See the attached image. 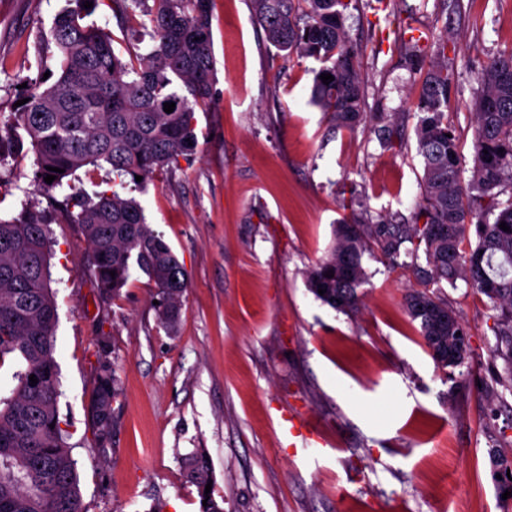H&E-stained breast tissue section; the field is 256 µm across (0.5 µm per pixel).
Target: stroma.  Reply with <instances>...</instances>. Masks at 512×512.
<instances>
[{"label":"stroma","mask_w":512,"mask_h":512,"mask_svg":"<svg viewBox=\"0 0 512 512\" xmlns=\"http://www.w3.org/2000/svg\"><path fill=\"white\" fill-rule=\"evenodd\" d=\"M356 0L344 28L360 54L369 128L328 123L312 90L320 64L270 46L251 0H215L217 82L195 108L198 147L135 197L189 271L176 332L134 274L104 301L78 226L51 227L61 427L86 512H199L181 458L206 449L224 512H512L492 450H512V391L492 355L496 312L464 282L440 292L469 328L470 386L437 367L405 307L412 272L364 256L359 312L317 300L307 271L326 256L344 190L375 216L410 217L422 166L415 102L431 57L406 59L420 30L444 34L454 79L448 120L473 166L471 103L480 70L512 50V0ZM67 0H0V126L18 78L55 70L50 30ZM401 141L382 146L376 123ZM32 153L0 167V215L35 198ZM116 378L112 430L95 436L98 381ZM495 389L486 396L485 386ZM319 445L291 447L286 419Z\"/></svg>","instance_id":"obj_1"}]
</instances>
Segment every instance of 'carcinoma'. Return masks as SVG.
Masks as SVG:
<instances>
[{
  "mask_svg": "<svg viewBox=\"0 0 512 512\" xmlns=\"http://www.w3.org/2000/svg\"><path fill=\"white\" fill-rule=\"evenodd\" d=\"M85 0L61 11L51 36L56 72L25 77L18 84L14 121L0 126V166L31 146L34 181L52 210L29 200L11 218L0 217V369L14 368L12 383L0 389V512H84L77 462L65 443L57 403L61 395L55 358L58 310L50 286L48 257L52 224H76L91 252L94 287L109 298L135 271L153 283L157 314L168 330L178 321L190 274L163 235L145 223L140 202L117 187L145 188L158 173L189 159L197 147L194 107L211 99L215 81L212 38L214 0ZM150 51L126 59L112 34L86 21L100 3ZM352 0H252L255 23L270 45L298 58L325 63L315 78L313 99L330 123L356 130L365 122L362 73L357 49L343 28ZM144 20L132 24L136 14ZM448 63L426 73L416 108L417 152L423 175L411 222L375 218L360 200L334 228L328 255L307 273L315 298L338 312L360 306L365 282L363 255L378 250L392 269L418 277L422 288L405 297L410 318L431 357L448 349L453 322L465 356L469 332L429 284L462 280L484 294L499 311L493 354L504 362L512 388V51L493 58L479 73L472 103L476 128L473 167L463 183L459 139L448 124ZM175 103L171 113L164 103ZM110 166L107 188L88 194L72 184L76 172ZM57 167L51 172L47 167ZM52 174L48 184L44 177ZM141 176L138 182L135 176ZM70 193L59 201L56 191ZM506 223L510 230L500 228ZM475 244L461 248L466 233ZM425 259L421 265L419 259ZM334 277H326L328 271ZM115 275H110V272ZM325 290L319 294L318 290ZM37 378L30 385L29 376ZM115 379L104 372L96 410L99 436L112 426ZM499 493H512V454L494 452ZM186 477L197 487L200 512H224V497L205 493L213 481L206 452L181 458Z\"/></svg>",
  "mask_w": 512,
  "mask_h": 512,
  "instance_id": "1",
  "label": "carcinoma"
}]
</instances>
